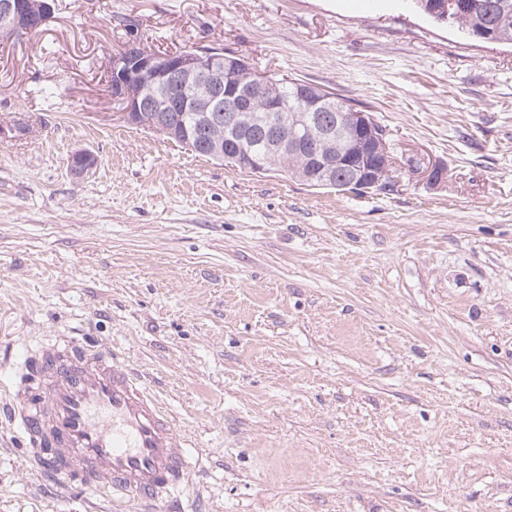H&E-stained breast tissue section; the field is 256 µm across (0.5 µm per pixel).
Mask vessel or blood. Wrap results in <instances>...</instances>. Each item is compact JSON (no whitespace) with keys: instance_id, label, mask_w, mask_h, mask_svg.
Returning <instances> with one entry per match:
<instances>
[{"instance_id":"b4317fda","label":"vessel or blood","mask_w":512,"mask_h":512,"mask_svg":"<svg viewBox=\"0 0 512 512\" xmlns=\"http://www.w3.org/2000/svg\"><path fill=\"white\" fill-rule=\"evenodd\" d=\"M22 365L9 419L52 481L116 506L157 504L185 483L181 422L111 348L60 336L24 352Z\"/></svg>"}]
</instances>
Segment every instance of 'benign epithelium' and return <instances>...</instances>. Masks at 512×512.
Here are the masks:
<instances>
[{"label": "benign epithelium", "mask_w": 512, "mask_h": 512, "mask_svg": "<svg viewBox=\"0 0 512 512\" xmlns=\"http://www.w3.org/2000/svg\"><path fill=\"white\" fill-rule=\"evenodd\" d=\"M426 12L449 24L470 10V0H426ZM56 0H0V37L12 40L20 34L42 29L53 17ZM112 101L123 106L117 113L127 125L157 133L170 142L188 144L191 137L169 117L178 105L158 96L160 87L171 84L182 90L186 108L197 114V129L208 134V156L217 162L245 159L249 171L266 173L278 159L296 164L300 179L312 186L332 187L340 192L383 193L395 181V147L386 130L367 112L357 111L320 86L296 82L299 105L288 108L281 82L241 61L224 64V52H187L157 58L144 52L134 40L110 56L107 68ZM337 112L336 126L320 123L311 112ZM224 113V125L214 113ZM255 112H268L277 119L265 148L253 150L249 140L224 141L221 128L244 130ZM98 157L87 150L70 159L77 176L96 168ZM348 177L336 179L339 170ZM427 184L436 187L448 179L441 164L419 166Z\"/></svg>", "instance_id": "benign-epithelium-1"}]
</instances>
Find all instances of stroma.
<instances>
[{"mask_svg": "<svg viewBox=\"0 0 512 512\" xmlns=\"http://www.w3.org/2000/svg\"><path fill=\"white\" fill-rule=\"evenodd\" d=\"M133 35L333 90L448 181L340 194L132 128L106 67ZM67 334L183 423L159 512H512V44L413 0H58L0 43V403ZM28 456L0 424V512H108Z\"/></svg>", "mask_w": 512, "mask_h": 512, "instance_id": "1", "label": "stroma"}]
</instances>
